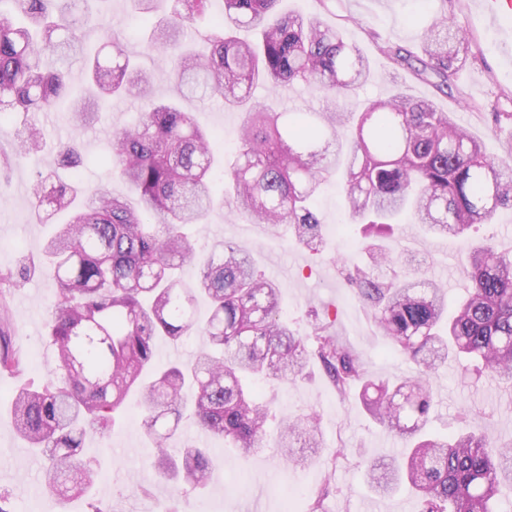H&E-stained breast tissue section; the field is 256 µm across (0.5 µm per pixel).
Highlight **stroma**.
I'll list each match as a JSON object with an SVG mask.
<instances>
[{
	"label": "stroma",
	"mask_w": 512,
	"mask_h": 512,
	"mask_svg": "<svg viewBox=\"0 0 512 512\" xmlns=\"http://www.w3.org/2000/svg\"><path fill=\"white\" fill-rule=\"evenodd\" d=\"M281 7L343 27L347 39L368 60L369 78L358 95L346 101L347 109L392 95L398 78L410 97L431 100L452 113L489 155H512V123L499 125L493 118L495 112L512 111L511 15L492 19L485 0H282ZM79 8L88 18L82 30L88 44L117 40L155 78L148 97L113 100L91 125L76 124L66 112H16L0 129V154L12 159L8 168L0 167V278L11 281L9 288L0 290V321L10 322L12 345L26 358L22 372L0 376V495L11 500L13 512L87 509L80 499L62 505L54 501L44 483L43 459L15 432L8 414L19 387H41L53 378L54 358L45 340L53 297L43 271V246L55 227L31 218L35 171L57 169L63 146L77 141L84 147L82 180L129 195L128 184L111 173L108 136L131 124L154 101L179 100L202 128L219 134L218 147L225 158H232L238 147L240 113L218 98H180L169 63L144 40L133 0H81ZM443 11L449 22L471 34L467 60L457 69L454 96L411 70L394 72L380 51L384 44L416 48L424 20ZM29 124L40 130L42 150L35 159L15 160L13 137ZM316 206L326 231V242L317 251L296 244L287 234L269 235L227 209L213 211L187 231L202 255L222 240L249 251L256 268L283 286L284 315L300 334L311 330L309 310H330L336 315L337 334L360 355L369 374L382 379L414 374L415 364L390 347L345 283L339 259L356 258L363 230L351 223L339 186L322 185ZM385 240L421 251L425 278L439 284H446L458 271L456 258L463 248L458 239L427 240L418 225L406 223L395 226ZM307 371L304 381L263 383L257 388L260 398L272 401L277 415L318 414L323 446L306 468L284 464L272 434L261 452L249 456L226 447L222 439L206 437L201 440L214 466L205 487L181 494L159 487V475L151 466L156 449L143 428L140 408L131 400L111 432L84 443L83 456L100 471L93 499L103 512H307L329 473L334 490L324 502L325 512H369L375 497L383 512H420V502L409 489L380 498L364 477L367 462L396 454L401 440L371 419L357 395H339L318 363H310ZM431 382L438 397L430 423L434 432L456 433L471 419L496 442H512V394L502 392L494 380L451 363L440 368Z\"/></svg>",
	"instance_id": "obj_1"
}]
</instances>
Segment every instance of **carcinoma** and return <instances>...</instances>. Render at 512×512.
I'll list each match as a JSON object with an SVG mask.
<instances>
[{"label":"carcinoma","instance_id":"obj_1","mask_svg":"<svg viewBox=\"0 0 512 512\" xmlns=\"http://www.w3.org/2000/svg\"><path fill=\"white\" fill-rule=\"evenodd\" d=\"M74 0H14L25 16L14 22L0 14V113L31 112L69 105L78 123L92 120L97 100L72 95L69 69L58 60L86 61L105 98L149 95L151 75L133 65L114 42L90 59L72 19ZM172 15L154 24L151 46L172 53L180 88L224 100L243 112L239 153L225 170L224 196L209 182L216 139L191 113L158 102L131 125L111 135V165L138 195V204L105 188L86 192L78 167L81 146L69 143L60 164L70 180L38 173L33 209L68 214L44 253L54 290L48 341L57 383L23 387L12 402L13 427L45 459V485L58 501L87 496L97 479L81 456L89 435L108 432L112 413L132 393L143 409V426L156 445L155 466L182 485L200 487L212 465L206 449L187 441L169 454L183 418L202 434L224 438L248 455L264 447L267 424L278 420V447L288 465L305 466L293 448L322 447L318 416L276 414L258 401L254 379L288 383L316 359L336 388L358 398L389 433L405 440L398 463L367 464L372 487L388 494L408 485L420 512H498L501 486H512V443L499 447L481 432L441 436L428 430L431 374L448 359H464L470 370L512 389V258L490 244L466 243L463 297L448 306L444 288L416 277L382 279L375 269L403 262L366 242L365 261L349 270L347 284L362 309L393 348L417 366L397 381L371 378L334 331L335 319L312 312V332L302 336L280 311V289L259 274L249 255L221 242L203 259L183 232L215 205L230 208L271 234L291 227L296 240L313 246L322 222L312 208L317 188L330 178L344 185L351 219L379 238L404 213L440 236L467 238L503 207L512 208V157L491 159L450 113L430 100L402 93L372 101L358 112L339 107L368 77L360 49L341 27L313 16L278 14V0H224V14L206 35L207 54L185 50L181 32L206 14L210 0H173ZM242 28L258 33L248 41ZM470 44L461 27L437 14L425 26L415 51L383 47L403 69L433 76L452 89ZM259 83L272 92L302 83L323 102L318 109L280 108L253 101ZM41 133L29 126L17 134V155L40 147ZM197 267L195 285L184 287L180 271ZM204 297L210 316L204 326L196 302ZM199 331L208 348L187 363L160 368L151 381L159 336L177 344ZM8 323L0 325V374L21 371Z\"/></svg>","mask_w":512,"mask_h":512}]
</instances>
